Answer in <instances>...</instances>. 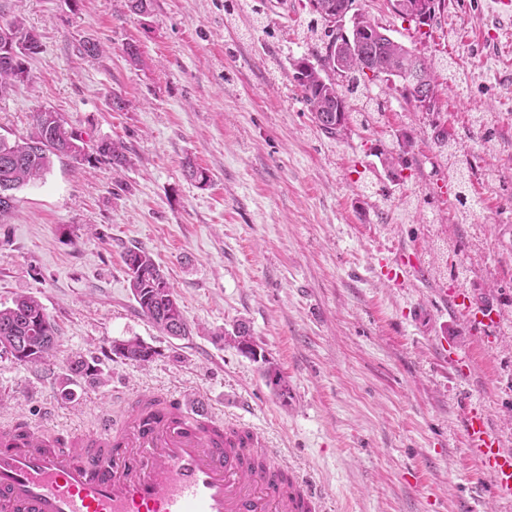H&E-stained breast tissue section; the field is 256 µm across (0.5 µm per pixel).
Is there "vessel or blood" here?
I'll return each instance as SVG.
<instances>
[{
  "mask_svg": "<svg viewBox=\"0 0 512 512\" xmlns=\"http://www.w3.org/2000/svg\"><path fill=\"white\" fill-rule=\"evenodd\" d=\"M480 347H491L496 308L448 294ZM467 452L500 494L512 495V448L480 405L463 402ZM292 467L253 434L225 433L203 402L139 398L121 418L55 441L15 423L0 428V512H324Z\"/></svg>",
  "mask_w": 512,
  "mask_h": 512,
  "instance_id": "1",
  "label": "vessel or blood"
}]
</instances>
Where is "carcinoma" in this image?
<instances>
[{
  "label": "carcinoma",
  "mask_w": 512,
  "mask_h": 512,
  "mask_svg": "<svg viewBox=\"0 0 512 512\" xmlns=\"http://www.w3.org/2000/svg\"><path fill=\"white\" fill-rule=\"evenodd\" d=\"M392 10L421 28L432 26L443 9L444 0H428L429 6L417 13L410 10L412 0H390ZM354 0H317L313 13L321 31L314 46L318 65L302 57L293 64V78L302 99L312 112L320 130L334 137L344 130L351 116V96L362 95L361 86L373 80L369 72L392 77L387 89L413 108L437 94L432 64L398 41L388 29L359 12H352ZM30 31L19 21L0 23V95L12 83L25 77L26 60L37 53L39 45H27ZM433 142L443 157L451 159L455 150L448 134L437 130ZM77 163L125 165L124 146L111 139L89 143L66 128L56 112L41 110L33 115V129L23 139L10 142L0 137V219L15 208L14 191L41 178L55 158ZM130 288L139 312L168 336L189 333L174 291L159 266L147 253L129 251L125 256ZM57 329L43 306L34 298L18 297L12 305L0 308V353L24 364L43 361L54 350ZM224 339L237 347H252L249 329L240 323ZM120 357L147 362L153 351L139 339L113 345ZM269 384L288 397V385L279 369L265 361Z\"/></svg>",
  "instance_id": "1"
}]
</instances>
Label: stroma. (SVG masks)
Returning a JSON list of instances; mask_svg holds the SVG:
<instances>
[{"instance_id":"stroma-1","label":"stroma","mask_w":512,"mask_h":512,"mask_svg":"<svg viewBox=\"0 0 512 512\" xmlns=\"http://www.w3.org/2000/svg\"><path fill=\"white\" fill-rule=\"evenodd\" d=\"M354 8L406 46L454 60L463 81L451 88L439 73L436 111L390 94L377 122L322 133L293 79L310 50L309 0H154L147 16L126 0H10L40 48L0 97V136L27 135L48 109L85 140L122 141L129 163L54 161L0 221V307L34 297L58 334L44 362L0 357V426L63 436L101 411L123 415L145 392L202 399L262 434L328 512H512V498L480 493L459 409L463 397L483 405L512 446V16L493 0H446L418 29L388 0ZM89 38L98 57L80 51ZM478 112L494 121L492 144L471 126ZM437 125L455 139L454 162L434 149ZM405 134L410 166L392 179L384 154ZM189 162L207 182L188 176ZM456 166L478 210L441 196ZM133 248L165 272L189 335L138 312L124 263ZM401 251L421 268L388 280ZM440 288L504 301L495 342L467 376L438 353L447 342L475 348ZM241 322L287 398L220 340ZM135 337L153 347L149 362L113 354ZM78 356L98 374L71 375Z\"/></svg>"}]
</instances>
